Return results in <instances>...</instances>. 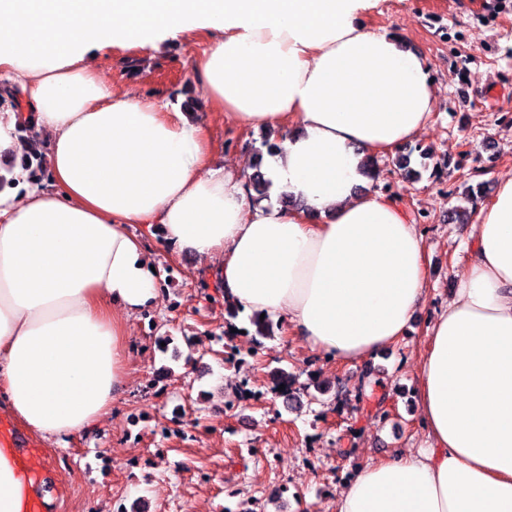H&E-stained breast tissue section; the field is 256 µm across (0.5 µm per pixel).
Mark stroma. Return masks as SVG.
I'll use <instances>...</instances> for the list:
<instances>
[{"instance_id": "stroma-1", "label": "stroma", "mask_w": 512, "mask_h": 512, "mask_svg": "<svg viewBox=\"0 0 512 512\" xmlns=\"http://www.w3.org/2000/svg\"><path fill=\"white\" fill-rule=\"evenodd\" d=\"M374 29L403 32L427 59L436 93L427 130L404 145L415 180L399 178L397 156H378V191L397 198L419 224L429 261L426 302L412 330L370 363H337L312 353L279 321L253 349L224 335V301L207 263L146 244L165 274L155 308L131 318L135 350L110 418L70 447L44 444L52 512H336V493L360 466L426 441L416 386L426 328L467 263L469 227L448 220L467 187L490 196L512 171V0H383ZM206 45L191 34L159 49L114 47L93 67L108 89L134 90L174 109L194 98L212 158L252 163L261 133L209 109L194 69ZM400 153V154H401ZM170 337L166 351L156 337ZM376 384L366 387L365 367ZM297 376L284 407L272 372ZM323 384L325 393L315 390ZM260 399L237 400L242 387Z\"/></svg>"}]
</instances>
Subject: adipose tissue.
I'll return each mask as SVG.
<instances>
[{"instance_id": "adipose-tissue-1", "label": "adipose tissue", "mask_w": 512, "mask_h": 512, "mask_svg": "<svg viewBox=\"0 0 512 512\" xmlns=\"http://www.w3.org/2000/svg\"><path fill=\"white\" fill-rule=\"evenodd\" d=\"M379 0H0V70L29 97L0 113L47 138L46 178L0 191V409L60 448L95 429L127 382V322L161 276L144 244L214 261L226 301L285 319L308 348L361 362L405 336L425 302L417 225L370 189L362 163L430 123L435 91L403 34L373 30ZM208 42L205 105L240 126L281 128L265 160L275 194L253 204L251 170L211 163L206 129L135 92L114 94L92 46ZM468 265L428 329L417 394L424 447L361 468L336 512H512V174L476 202ZM32 484L0 448V512Z\"/></svg>"}]
</instances>
